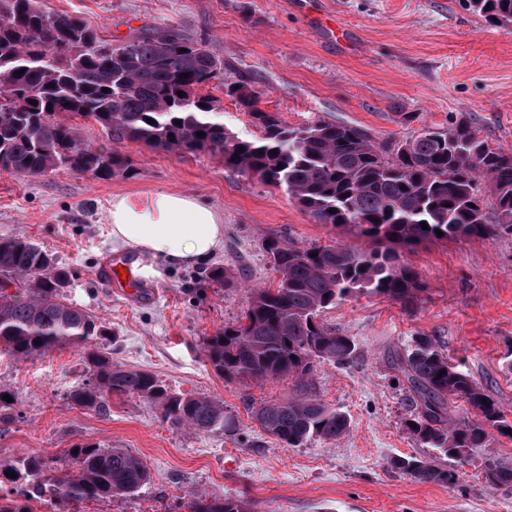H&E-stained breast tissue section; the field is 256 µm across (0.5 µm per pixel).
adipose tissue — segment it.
<instances>
[{"label": "adipose tissue", "mask_w": 512, "mask_h": 512, "mask_svg": "<svg viewBox=\"0 0 512 512\" xmlns=\"http://www.w3.org/2000/svg\"><path fill=\"white\" fill-rule=\"evenodd\" d=\"M112 239L174 266L208 262L224 241V219L204 200L159 192L146 201L119 196L109 210Z\"/></svg>", "instance_id": "adipose-tissue-1"}]
</instances>
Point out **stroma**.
Segmentation results:
<instances>
[{
  "label": "stroma",
  "instance_id": "35a3bbf8",
  "mask_svg": "<svg viewBox=\"0 0 512 512\" xmlns=\"http://www.w3.org/2000/svg\"><path fill=\"white\" fill-rule=\"evenodd\" d=\"M46 11L80 17L120 42L147 29L174 28L204 39L225 75L252 82L264 109L298 127L323 118L366 127L380 143L466 115L479 136L512 154V25L498 26L459 0H42ZM133 171L109 181L58 170L32 177L0 169V238L26 236L68 270V299L115 333L112 360L147 370L175 392L224 402L232 431L203 434L164 423L157 404L112 397L104 412L72 405L68 393L87 377L80 350L29 361L0 356V384L15 405L0 418V468L25 454L62 456L77 443L124 448L150 472L136 494L90 504V512H188L198 492L246 495L252 512H512V484L493 486L487 465L512 467V438L465 461L435 455L405 422L414 411L396 368L416 337L440 350L512 416V235L424 243L405 255L423 285L408 306L355 294L322 318L357 348L346 366L321 362L314 387L344 413L336 440L287 448L265 433L251 407L288 397V379L228 383L207 365L205 337L232 324L250 289L276 280L261 247L278 234L308 246L342 240L348 230L320 224L280 188L259 185L207 154L175 157L123 142ZM186 193L224 216V243L208 264L172 267L141 254L159 280L155 297L113 294L95 273L112 241L114 197ZM233 273L212 289L210 270ZM436 457L452 481L419 483L394 469L401 457Z\"/></svg>",
  "mask_w": 512,
  "mask_h": 512
}]
</instances>
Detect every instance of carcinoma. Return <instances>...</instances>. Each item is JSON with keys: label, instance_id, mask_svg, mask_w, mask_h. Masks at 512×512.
<instances>
[{"label": "carcinoma", "instance_id": "cac0c4a2", "mask_svg": "<svg viewBox=\"0 0 512 512\" xmlns=\"http://www.w3.org/2000/svg\"><path fill=\"white\" fill-rule=\"evenodd\" d=\"M467 2L487 20L512 23V0ZM212 84L254 119L260 137L242 139L224 126L217 99L201 94ZM95 125L115 144H143L176 157L209 154L240 176L283 188L318 223L359 238V246L301 248L267 236L262 245L275 287L252 289L244 315L204 340L208 364L226 382L293 381L287 398L253 412L289 448L311 438L335 440L349 428L345 414L313 394L315 363L347 365L356 357L353 339L319 320L325 310L355 293L410 304L422 285L404 250L481 238L490 224L512 234V155L480 138L463 117L390 144L377 143L362 127L321 118L292 127L260 107L250 81L224 78V60L204 41L145 30L115 47L79 17L45 11L40 0H0V169L28 176L66 169L102 180L130 173L126 154L88 138ZM2 280L15 288L0 290V352L28 360L67 346L84 349L88 378L69 392L75 406L99 410L113 395L137 396L158 404L163 421L175 427L231 430L224 401L171 392L153 374L113 363L97 347L112 329L67 301V270L30 238H0ZM399 371L416 409L406 429L426 447L463 457L488 445V428L512 430L498 403L434 339L417 337L399 357ZM457 400L478 419L452 417ZM395 467L420 483L450 477L432 458H400ZM12 472L17 477L0 472V492L9 500L0 512H32L36 501L129 496L150 479L140 457L96 443L67 449L59 465L26 454ZM486 476L494 486L511 483L512 469L490 465ZM188 507L251 512L243 497L205 493Z\"/></svg>", "mask_w": 512, "mask_h": 512}]
</instances>
